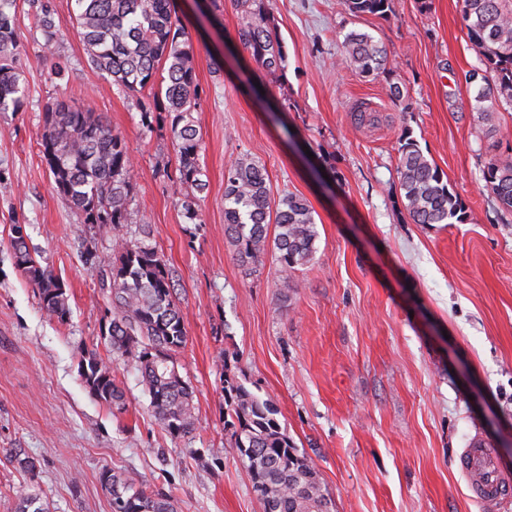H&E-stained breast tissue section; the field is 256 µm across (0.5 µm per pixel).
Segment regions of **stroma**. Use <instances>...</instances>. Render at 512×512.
I'll return each instance as SVG.
<instances>
[{"instance_id":"stroma-1","label":"stroma","mask_w":512,"mask_h":512,"mask_svg":"<svg viewBox=\"0 0 512 512\" xmlns=\"http://www.w3.org/2000/svg\"><path fill=\"white\" fill-rule=\"evenodd\" d=\"M52 5L51 49L33 18H20L27 99L0 113V512L24 491L50 512H112L101 482L112 469L171 495L177 512H262L224 427L228 370L272 405L336 512H481L454 458L478 435L512 467V212L482 178L490 158L512 151V106L500 104L493 125L477 119L464 74L480 53L462 0H391L382 16L353 14L346 0H269L286 50L277 83L238 40L236 0H222L215 26L209 0H179L201 26L202 194L177 180L169 128L143 126L135 98L88 64L73 0ZM353 31L386 47L388 70L365 78L343 64ZM63 98L126 143L136 177L117 234L147 225L167 261L186 328L175 360L194 391L191 435L159 426L135 361L103 339L110 293L99 278L113 236L82 223L40 152L43 114ZM361 107L375 121H358ZM405 133L464 202L463 223H412L398 170ZM243 155L265 166L274 197L293 193L313 210L315 260L292 278L269 256L243 266L229 244L224 171ZM14 224L65 282L67 324L43 314L17 271ZM92 348L125 409L84 386L79 363Z\"/></svg>"}]
</instances>
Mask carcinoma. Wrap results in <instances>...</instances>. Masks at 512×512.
Returning a JSON list of instances; mask_svg holds the SVG:
<instances>
[{
	"label": "carcinoma",
	"mask_w": 512,
	"mask_h": 512,
	"mask_svg": "<svg viewBox=\"0 0 512 512\" xmlns=\"http://www.w3.org/2000/svg\"><path fill=\"white\" fill-rule=\"evenodd\" d=\"M74 28L88 63L112 83L137 97L142 122L151 129L169 124L179 179L198 193L201 138L192 112L200 107L192 37L177 16L176 0H74ZM355 14H384L390 0H346ZM39 27L44 46L57 39L51 0H0V112L17 111L26 87L19 68L18 27L22 5ZM248 21L240 43L273 79L285 66V51L265 0H240ZM467 35L481 55L480 66L465 74L483 82L475 96L479 118H493L491 102L512 104V0H463ZM346 63L365 77L387 69L386 48L371 35L353 31L343 46ZM43 158L59 195L81 218L99 230L126 223L134 174L123 139L90 110L60 100L44 112ZM400 185L406 210L416 224L461 223L465 204L443 181L415 141L400 146ZM483 180L499 206L512 211V154H500L483 169ZM224 224L236 256L256 264L272 252L282 271L291 274L312 264L318 231L307 201L288 194L272 204L264 166L241 156L224 173ZM274 232H269V228ZM148 232L115 241V261L108 272L112 310L104 336L112 353L133 356L149 394L153 417L168 433L196 430L193 391L181 377L173 352L186 342L183 318L175 303L162 253L146 243ZM15 265L36 289L45 314L64 324L71 314L65 283L41 264L28 246L24 227L13 225ZM80 377L90 394L121 410L126 394L112 379L111 368L96 351L82 357ZM224 403L230 416L231 448L247 469L263 512H334L311 460L299 452L275 418L272 405L224 374ZM102 481L112 495V512H175L172 497L150 492L121 470ZM13 512H48L37 493L18 496Z\"/></svg>",
	"instance_id": "obj_1"
}]
</instances>
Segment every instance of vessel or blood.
<instances>
[{
  "label": "vessel or blood",
  "instance_id": "1",
  "mask_svg": "<svg viewBox=\"0 0 512 512\" xmlns=\"http://www.w3.org/2000/svg\"><path fill=\"white\" fill-rule=\"evenodd\" d=\"M456 465L484 512H499L503 504L512 501V470L503 466L495 449L482 438H474L468 448L458 452Z\"/></svg>",
  "mask_w": 512,
  "mask_h": 512
}]
</instances>
